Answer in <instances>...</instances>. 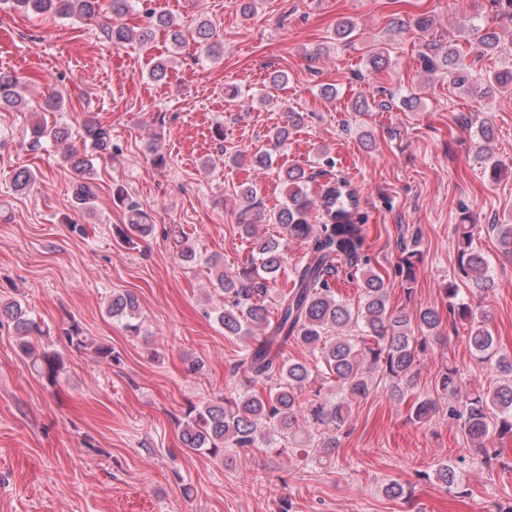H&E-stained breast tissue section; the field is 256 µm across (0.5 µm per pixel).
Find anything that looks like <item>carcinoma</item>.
Returning a JSON list of instances; mask_svg holds the SVG:
<instances>
[{"mask_svg": "<svg viewBox=\"0 0 512 512\" xmlns=\"http://www.w3.org/2000/svg\"><path fill=\"white\" fill-rule=\"evenodd\" d=\"M11 4L35 15L51 14L65 19H93L103 11L102 0H11ZM139 7V0H109L108 9L113 17H122ZM147 24L129 27L111 23L103 28L105 36L116 46L147 44L157 30H162L171 45L179 48L186 41L185 31L174 18L165 12L147 8ZM469 36L481 53H493L499 48L496 31L482 22L472 24ZM191 37L208 57L220 55V43L214 40L212 24L207 20L198 23ZM369 65L377 70L389 65L390 53L385 47L374 48L368 55ZM425 70L448 72L451 82L460 88L470 84V72L463 62L459 47L448 44V51L434 56L422 54ZM172 60H155L148 77L162 82L168 76ZM287 82L281 72L270 75L265 89L258 94L260 104H278L275 91ZM17 77L0 72V108L19 109L25 100L18 93ZM285 123L272 134L274 147L288 141L293 130L305 123L304 114L284 109ZM83 127L91 141L93 153L110 155L114 149L112 130L88 114ZM47 139L63 142L67 131L48 129L36 124L28 136L32 151L42 148ZM66 163L79 175L73 198L76 206L88 208L96 198L95 166L86 152L71 149L63 155ZM249 161L252 167L264 168L271 163L266 152H256L250 157L238 152L229 162L241 166ZM280 181L285 200L273 212L271 220L281 229L278 238L260 236L257 220L264 218L259 210L257 188L240 185L239 193L247 203L244 213L253 218L243 224V231L252 238L251 256L234 274L217 275L218 289L224 294L223 306L216 309V319L224 335L245 340L240 359L231 376L243 374L244 380L233 386L228 395L217 403L201 408L190 407L181 434L182 444L192 451H204L213 458L226 460L234 453L248 448L274 450L287 443L296 442V421L303 416L310 428L301 461L320 464L336 452V433L347 420L348 400L365 398L379 388L386 389L393 397H402L413 389L421 357L429 349L430 340L439 338L441 317L437 309H419L415 316L388 307V288L385 280L368 268L369 256L365 255L363 225L353 222H336V207L331 197L336 180H329L324 203V222L312 224L310 211L316 200L308 193L309 177L296 165L280 169ZM35 173L19 169L13 176L15 192L23 194L36 183ZM462 247L458 248V274L468 282L470 291L487 292L494 286L488 258L472 248L470 225L461 224ZM154 231L150 215L134 205L128 210L126 235L147 237ZM300 241L307 246L305 260L295 267L292 288L280 295L276 313H270L266 300L279 276L285 273L290 243ZM418 261L416 250H404L399 259L398 272L404 281L413 277ZM345 273L357 278L361 288L360 301L352 307L339 297L333 287L332 277ZM459 289L448 285V316L462 320L469 328L465 342L474 359L494 373L492 383L486 388L469 391L464 386L460 370L442 364L435 377L434 395L414 401L410 416L421 422L432 418L441 401L448 402V413L458 422L461 435L469 447L480 457L481 463L492 468L499 462L500 451L490 447L492 434L512 435V354H501L487 327L486 316L478 315L472 305L457 299ZM108 312L117 318L125 332L137 336L141 331L139 302L136 295L114 293ZM13 326L18 336V349L41 378L53 383L64 370L63 353L41 347L32 341L37 336H47L49 328L43 326L16 299L0 300V325ZM265 332L260 338L257 332ZM69 348L90 351L97 358L112 364L116 356L112 347L102 343L92 344L78 323H72L64 332ZM295 342L311 352L308 362L284 360L282 348ZM334 378L336 387L327 393L316 390L314 398L305 397L307 389L316 379ZM460 458L442 462L423 478L436 479L442 487L454 494L467 492L462 478Z\"/></svg>", "mask_w": 512, "mask_h": 512, "instance_id": "1", "label": "carcinoma"}]
</instances>
